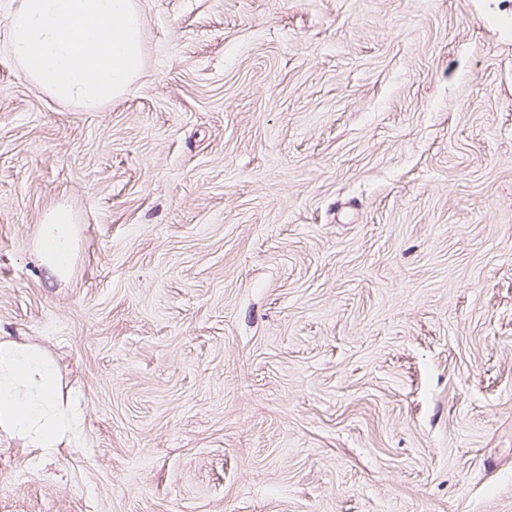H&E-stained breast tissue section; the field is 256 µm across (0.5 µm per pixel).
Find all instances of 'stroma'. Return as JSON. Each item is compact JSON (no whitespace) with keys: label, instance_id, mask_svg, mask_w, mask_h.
Here are the masks:
<instances>
[{"label":"stroma","instance_id":"1","mask_svg":"<svg viewBox=\"0 0 512 512\" xmlns=\"http://www.w3.org/2000/svg\"><path fill=\"white\" fill-rule=\"evenodd\" d=\"M139 4L86 112L0 0V336L84 410L0 512H512V0ZM76 218L65 207L46 213L38 226L34 256L46 278L66 281L73 269Z\"/></svg>","mask_w":512,"mask_h":512}]
</instances>
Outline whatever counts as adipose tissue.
Listing matches in <instances>:
<instances>
[{"label": "adipose tissue", "instance_id": "1", "mask_svg": "<svg viewBox=\"0 0 512 512\" xmlns=\"http://www.w3.org/2000/svg\"><path fill=\"white\" fill-rule=\"evenodd\" d=\"M76 237V219L70 210L57 207L44 215L34 256L46 278L57 282L69 278ZM81 420L78 403L59 400L56 370L48 356L0 336V430L49 454L63 440L78 438Z\"/></svg>", "mask_w": 512, "mask_h": 512}]
</instances>
